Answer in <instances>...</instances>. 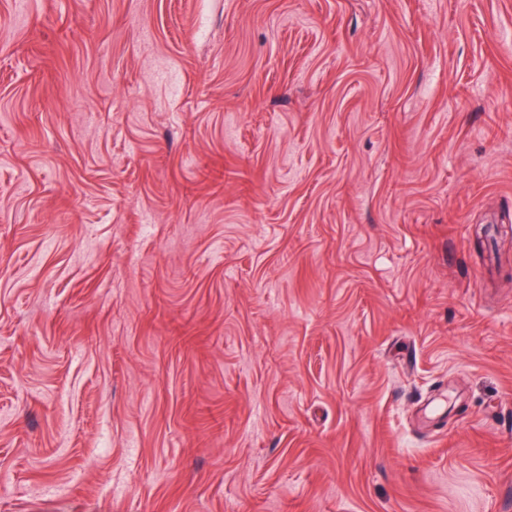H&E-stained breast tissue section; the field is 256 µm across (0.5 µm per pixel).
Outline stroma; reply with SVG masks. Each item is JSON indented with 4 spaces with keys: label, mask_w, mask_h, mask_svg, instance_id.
Listing matches in <instances>:
<instances>
[{
    "label": "stroma",
    "mask_w": 512,
    "mask_h": 512,
    "mask_svg": "<svg viewBox=\"0 0 512 512\" xmlns=\"http://www.w3.org/2000/svg\"><path fill=\"white\" fill-rule=\"evenodd\" d=\"M0 512H512V0H0Z\"/></svg>",
    "instance_id": "1"
}]
</instances>
